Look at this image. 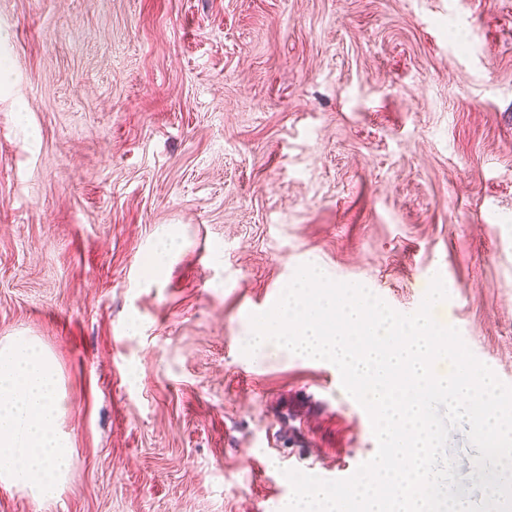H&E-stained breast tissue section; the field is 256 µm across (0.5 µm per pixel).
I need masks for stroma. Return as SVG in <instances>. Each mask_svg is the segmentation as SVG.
I'll return each instance as SVG.
<instances>
[{"instance_id": "1", "label": "stroma", "mask_w": 512, "mask_h": 512, "mask_svg": "<svg viewBox=\"0 0 512 512\" xmlns=\"http://www.w3.org/2000/svg\"><path fill=\"white\" fill-rule=\"evenodd\" d=\"M1 55L0 339L54 355L73 454L0 512H277L289 459H371L331 364L242 351L305 263L403 314L441 276L512 385V0H0Z\"/></svg>"}]
</instances>
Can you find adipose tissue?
<instances>
[{
  "label": "adipose tissue",
  "mask_w": 512,
  "mask_h": 512,
  "mask_svg": "<svg viewBox=\"0 0 512 512\" xmlns=\"http://www.w3.org/2000/svg\"><path fill=\"white\" fill-rule=\"evenodd\" d=\"M56 364L35 339L0 341V483L53 499L71 459Z\"/></svg>",
  "instance_id": "obj_1"
}]
</instances>
